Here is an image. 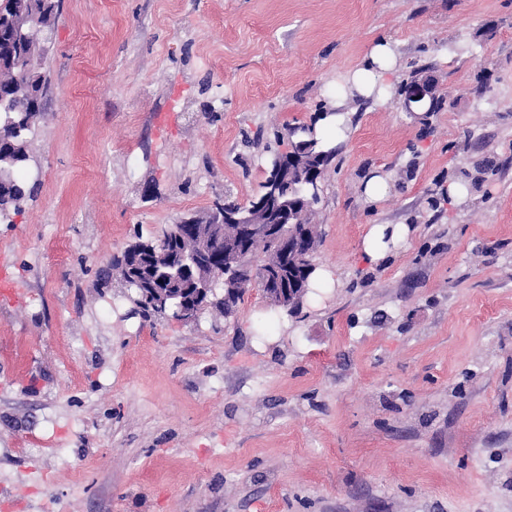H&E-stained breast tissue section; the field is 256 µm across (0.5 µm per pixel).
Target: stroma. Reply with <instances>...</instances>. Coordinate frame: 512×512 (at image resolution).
I'll list each match as a JSON object with an SVG mask.
<instances>
[{"label": "stroma", "mask_w": 512, "mask_h": 512, "mask_svg": "<svg viewBox=\"0 0 512 512\" xmlns=\"http://www.w3.org/2000/svg\"><path fill=\"white\" fill-rule=\"evenodd\" d=\"M382 38L391 93L341 98ZM418 67L444 98L422 117ZM46 74L37 195L0 220L9 512H512V0H62ZM337 103L335 287L133 313L114 258L247 203L265 143ZM374 224L406 232L372 263ZM417 78L418 74H415L407 81L410 84L405 87L401 95L402 104L407 112L426 113L430 111L441 95L434 78L426 76L415 81Z\"/></svg>", "instance_id": "35a3bbf8"}]
</instances>
